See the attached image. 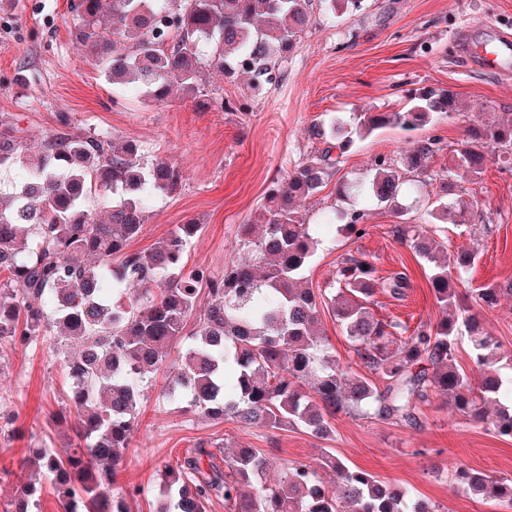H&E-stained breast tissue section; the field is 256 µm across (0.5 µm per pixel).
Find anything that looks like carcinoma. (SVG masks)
<instances>
[{
	"instance_id": "carcinoma-1",
	"label": "carcinoma",
	"mask_w": 512,
	"mask_h": 512,
	"mask_svg": "<svg viewBox=\"0 0 512 512\" xmlns=\"http://www.w3.org/2000/svg\"><path fill=\"white\" fill-rule=\"evenodd\" d=\"M324 2L333 14L357 13L363 0ZM71 10L73 39L108 80L136 83L157 102L176 86L194 94L205 67L247 74L256 85L272 81L278 61L311 23L310 0H72ZM117 39L131 43L128 51L113 53ZM463 110L448 90L410 92L399 111L355 112L350 124L335 121L328 133L314 127L315 135L329 136L326 147L269 190L253 223L240 226L250 259L225 264L221 275L185 271V249L204 229L193 220L150 251H127L141 233L146 202L181 189L177 163L162 156L146 163L137 143L109 133L79 135L67 112L39 139L12 118L0 120V170L22 171L14 199L0 204V345L54 337L77 444L31 452L62 512H129L128 497L149 494L139 486L116 493L113 486L138 425L141 384L164 371L166 395L186 392L190 406L213 420L268 430L301 426L328 440L341 413L419 428L422 406L440 393L455 413L512 437V377L497 372L501 345L472 312L475 305L496 308L512 283L477 288L469 297L458 285L477 251L450 255L437 239L438 222L452 209L476 220L471 203L459 197L449 205L439 197L426 223L395 227L397 238L432 265L431 290L443 314L435 325L421 322L405 336L400 322L376 318L375 283L395 300L412 285L402 272L378 279L365 255L343 254L328 292L305 279L319 240L298 206L323 187L353 139L386 127L415 131ZM464 136L452 159L457 179L476 182L495 151L512 161V118L469 125ZM440 143L427 138L397 159L379 157L367 180L340 182L336 196L380 203L403 217L406 175L428 173ZM102 191L116 200L98 220L87 203ZM365 217L362 209L339 210L326 222L344 221L350 233L364 235ZM324 307L366 373L341 367L320 329ZM459 322L478 383L458 364ZM216 459L197 448L178 470L163 468L157 512H207L215 498L226 512H440L331 452L315 463L289 462L273 485L261 482L271 460L253 448ZM448 475L464 493L512 509V478L459 464ZM36 492L23 484L14 512H38Z\"/></svg>"
}]
</instances>
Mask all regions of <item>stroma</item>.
Listing matches in <instances>:
<instances>
[{
  "label": "stroma",
  "mask_w": 512,
  "mask_h": 512,
  "mask_svg": "<svg viewBox=\"0 0 512 512\" xmlns=\"http://www.w3.org/2000/svg\"><path fill=\"white\" fill-rule=\"evenodd\" d=\"M71 0H0V116H15L31 136L54 129L57 113H69L77 131H107L135 140L145 159L167 155L184 172L179 193L159 196L144 208L141 234L128 251L151 250L176 225L196 220L203 232L187 249L189 265L220 274L225 262L243 257L239 227L251 223L274 181L321 150L315 126L330 128L352 112L401 109L411 90L444 89L466 104L464 112L414 132L386 128L355 140L324 187L300 211L320 242L306 277L316 289L329 287L344 253L367 255L379 275L406 273V300L376 293V318L408 326L438 322L442 313L429 282V267L393 233L395 217L379 205L365 206L367 232L348 235L326 222L337 208L336 185L370 176L378 156L392 158L418 141L437 137L441 149L407 223L427 221L426 210L441 191L442 178L462 142L465 128L489 114L512 117V70L498 74L461 62V38L481 45L492 28L512 33V0H365L355 15H326L319 0L311 25L279 64L274 81L260 85L245 75L204 69L196 97L173 91L165 101L147 99L138 88L112 89L99 67L70 35ZM451 196L476 201L483 223L445 220L449 251L474 246L479 258L469 281L476 288L512 280V164L490 156L478 183L457 181ZM163 379L149 386L139 406L132 446L121 463L117 485L151 487L128 500L130 512H156L155 489L164 467H177L197 446L216 454L254 448L272 460L266 482H275L291 461L316 462L325 452L405 487L443 512H493L481 499L450 484L440 467L462 462L496 477H512V439L483 423L451 413L448 399L433 396L424 406L421 429L344 414L333 422L332 439L318 440L304 428L273 431L210 420L188 408L186 399L163 395ZM67 380L50 344L0 347V512H13L20 482L40 489V512H61L45 477L22 462L29 449L63 450L73 434L62 423L68 411Z\"/></svg>",
  "instance_id": "1"
}]
</instances>
